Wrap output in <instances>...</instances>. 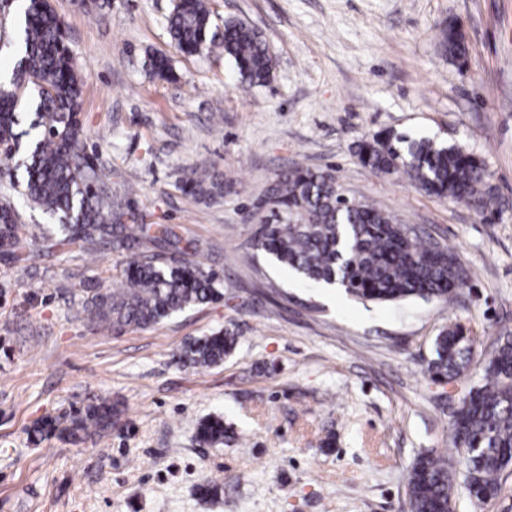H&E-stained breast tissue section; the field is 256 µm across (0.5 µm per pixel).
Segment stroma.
I'll return each mask as SVG.
<instances>
[{
	"label": "stroma",
	"mask_w": 512,
	"mask_h": 512,
	"mask_svg": "<svg viewBox=\"0 0 512 512\" xmlns=\"http://www.w3.org/2000/svg\"><path fill=\"white\" fill-rule=\"evenodd\" d=\"M83 84L86 150L104 189L147 224L174 226L215 272L221 300L113 334L89 324L87 287H111V247L54 248L58 223L19 205L27 246L0 254V512H408L417 455H455L450 424L494 340L512 332V0H209L216 25L256 29L274 59L242 89L222 49L177 51L173 0H50ZM461 23L467 60L439 30ZM166 55L172 76H154ZM392 130L466 143L499 209L484 215L363 167L356 145ZM327 169L348 197L424 231L463 263L450 303H363L297 280L252 247L275 175ZM197 171L223 182L187 193ZM474 336L470 371L424 375L448 325ZM219 329L239 342L222 364L184 365L190 341ZM95 398L122 413L108 435L73 445L27 429ZM220 416V448L196 440ZM219 479L217 500L199 487Z\"/></svg>",
	"instance_id": "obj_1"
}]
</instances>
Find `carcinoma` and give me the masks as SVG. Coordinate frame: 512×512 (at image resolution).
<instances>
[{"mask_svg":"<svg viewBox=\"0 0 512 512\" xmlns=\"http://www.w3.org/2000/svg\"><path fill=\"white\" fill-rule=\"evenodd\" d=\"M17 0H0V57L12 58L9 75L0 78V179L19 185L26 202L59 221L61 246L83 249L96 243L127 254L119 286L94 291L85 301L88 321L120 334L146 328L174 314L222 296L217 276L179 248L168 224H128L119 205L100 189V173L84 151L82 86L76 62L63 41L62 24L48 0H27L16 25ZM212 13L206 0H181L168 19L175 47L195 55L215 46ZM448 59L461 62L466 48L453 24L440 30ZM220 46L235 65L244 86L266 83L272 59L263 36L236 19L224 20ZM356 155L376 175L401 173L430 196L464 202L478 212L495 209L489 172L464 144L444 145L433 138H411L393 130L365 137ZM23 170L17 182L16 170ZM194 194L219 184L190 175ZM270 215L252 229L255 250L295 276L335 286L363 301L453 299L470 287L459 258L420 238L410 225L368 201L348 198L335 176L321 169L296 167L276 175L268 189ZM26 247L18 211L0 205V253L18 258ZM237 337L220 330L190 343L182 359L193 367L224 362ZM473 346L453 324L436 337L425 372L436 382L452 383L468 370ZM118 410L95 399L59 420H42L29 433L56 430L73 443L103 435ZM456 460L428 452L405 475L409 512H450L457 476L478 503L496 498L500 476L512 465V334L498 337L486 355L481 383L462 397L452 417ZM232 439L219 418L198 424L199 443L217 446Z\"/></svg>","mask_w":512,"mask_h":512,"instance_id":"carcinoma-1","label":"carcinoma"}]
</instances>
